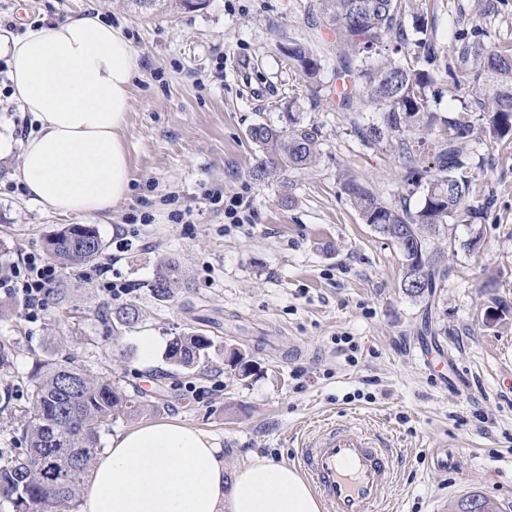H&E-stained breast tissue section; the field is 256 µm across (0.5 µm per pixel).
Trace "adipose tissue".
<instances>
[{
  "instance_id": "adipose-tissue-1",
  "label": "adipose tissue",
  "mask_w": 512,
  "mask_h": 512,
  "mask_svg": "<svg viewBox=\"0 0 512 512\" xmlns=\"http://www.w3.org/2000/svg\"><path fill=\"white\" fill-rule=\"evenodd\" d=\"M11 96L38 129L17 178L44 211L96 216L130 192L123 138L139 55L121 27L84 13L0 35ZM81 512H322L294 467L253 453L226 467L212 436L176 420L117 434L88 472Z\"/></svg>"
}]
</instances>
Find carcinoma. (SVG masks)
<instances>
[{
  "label": "carcinoma",
  "mask_w": 512,
  "mask_h": 512,
  "mask_svg": "<svg viewBox=\"0 0 512 512\" xmlns=\"http://www.w3.org/2000/svg\"><path fill=\"white\" fill-rule=\"evenodd\" d=\"M411 0H312L308 14L336 35V97L338 112H366L376 106L377 118L354 132L365 147L384 136L395 138V158L404 172L405 194L423 191L421 206L414 212L389 202L376 186L349 170L343 191L364 223L390 238L405 241L416 252H426L429 239L440 235L450 222L472 225L482 218L484 207L470 203L473 173L468 149L481 135L503 140L512 135V43L487 52L467 45L458 51L456 65L448 67L450 83L476 98L478 113L471 118H447L430 107L434 77L426 65L436 60L425 39V15L413 16L416 38L412 48L396 63L383 55L385 38L404 35L402 19ZM288 63L313 81L321 59L301 41L283 47ZM292 129L261 123L249 135L262 158L252 176L265 180L276 173L302 170L315 162L319 149L316 133L297 125ZM103 243L87 224H69L46 240V254L63 269L94 263ZM409 258L402 257V292L411 298L429 297L443 287L448 266L439 258L416 260L408 273ZM188 287L181 263L169 259L161 264L150 283L154 299L167 301L180 288ZM68 283L60 281L47 289V300L65 308ZM104 320L112 329L135 326L140 309L135 305L108 307ZM211 340L195 332L174 337L165 357L177 367L191 368L201 362ZM31 407L24 413V453L0 456V498L12 502L15 512H58L77 497L82 478L93 463L100 445V429L116 414L131 415L144 406L142 395L127 394L119 383L99 380L69 359H46L32 375ZM479 502L485 512H496L480 494L461 499L454 512H470Z\"/></svg>",
  "instance_id": "cac0c4a2"
}]
</instances>
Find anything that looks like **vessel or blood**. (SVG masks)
<instances>
[{
    "label": "vessel or blood",
    "instance_id": "vessel-or-blood-1",
    "mask_svg": "<svg viewBox=\"0 0 512 512\" xmlns=\"http://www.w3.org/2000/svg\"><path fill=\"white\" fill-rule=\"evenodd\" d=\"M296 462L325 512H378L394 485L397 458L355 425L331 423L298 450Z\"/></svg>",
    "mask_w": 512,
    "mask_h": 512
}]
</instances>
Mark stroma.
Listing matches in <instances>:
<instances>
[{
	"label": "stroma",
	"mask_w": 512,
	"mask_h": 512,
	"mask_svg": "<svg viewBox=\"0 0 512 512\" xmlns=\"http://www.w3.org/2000/svg\"><path fill=\"white\" fill-rule=\"evenodd\" d=\"M427 13L437 56L431 107L457 117L463 97L446 68L456 48L481 28L488 50L512 42V0H412ZM309 0H207L191 11H140L130 0H0V29L27 27L96 7L122 26L140 57L123 133L131 192L108 214L88 220L104 243L99 264L131 294L107 297L83 273L71 277L65 310L46 306L37 321L23 311L0 318V341H17L12 374L0 376V404L23 407L37 360L51 348L151 405L117 416L113 435L175 419L211 435L228 465L257 453L293 463L325 424L350 420L398 457L394 487L380 512H433L478 492L512 512V142L484 139L468 161L472 196L488 201L482 223L449 224L431 249H444L448 279L434 298L402 293L401 256L364 224L341 186L348 162L392 201L402 173L390 140L359 154L352 113L327 95L336 82L334 36L306 19ZM299 40L321 59L314 86L289 66L281 48ZM316 127L312 167L258 182L260 154L249 128L289 118ZM28 115L0 87V270L45 253L49 235L71 219L48 213L15 179ZM291 204H284V197ZM240 198L249 221L231 223L224 200ZM137 233L131 251L120 239ZM455 249H448L449 239ZM474 248H466L469 239ZM179 260L189 287L167 302L148 285L158 265ZM509 310L494 324L495 301ZM138 305V323L113 333L98 311ZM208 336L205 359L188 370L167 362L164 346L189 332ZM159 340L155 365L139 366L140 339ZM239 350L251 371L229 362ZM433 351L443 373L422 365ZM452 445L462 466L440 472L433 449Z\"/></svg>",
	"instance_id": "35a3bbf8"
}]
</instances>
